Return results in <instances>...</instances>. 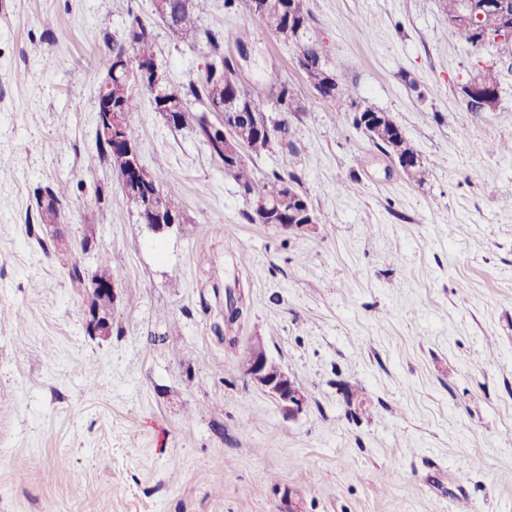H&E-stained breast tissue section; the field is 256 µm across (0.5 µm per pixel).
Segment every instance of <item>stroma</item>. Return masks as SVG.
<instances>
[{
  "mask_svg": "<svg viewBox=\"0 0 512 512\" xmlns=\"http://www.w3.org/2000/svg\"><path fill=\"white\" fill-rule=\"evenodd\" d=\"M0 9V512H512V60L448 35L439 0H310L344 93L389 113L425 167L410 183L326 101L296 51L224 0L241 79L278 71L305 110L257 177H299L315 231L253 224L235 181L139 92L143 165L185 224L157 234L88 168L110 47L151 0H5ZM376 23L367 28L363 19ZM249 25L247 48L235 42ZM184 84L210 60L157 24ZM499 73L501 109L460 88ZM88 271H117L116 325L88 335L85 289L26 231L35 187ZM90 251H80L84 240ZM246 307L224 338V285ZM307 395L286 417L240 370L253 337ZM50 199L49 203L42 204L40 195H45ZM68 188L66 183L60 182L57 190L50 184L38 186L35 188L34 196L36 199L37 213L41 224H35L37 228L41 225L56 224L58 219L59 206L63 199L67 197Z\"/></svg>",
  "mask_w": 512,
  "mask_h": 512,
  "instance_id": "35a3bbf8",
  "label": "stroma"
}]
</instances>
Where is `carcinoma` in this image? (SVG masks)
I'll return each mask as SVG.
<instances>
[{
  "mask_svg": "<svg viewBox=\"0 0 512 512\" xmlns=\"http://www.w3.org/2000/svg\"><path fill=\"white\" fill-rule=\"evenodd\" d=\"M208 0H175L173 4V22L169 29L182 40H197L205 35L206 43L212 57H219L224 65V72H216L213 65H208L204 72L186 84H166L163 88L164 97L175 102L177 110L172 113L170 124L176 129L192 128L197 136L207 145L211 156L225 161L226 153L234 152L243 147L246 150L245 160L227 171L238 184L247 199L250 212L247 219L255 221L257 209L268 207L272 209V221L275 224H294L296 219L291 215L292 204L284 203L288 196L306 197L301 190L295 175L287 176L273 173L271 176L256 180L249 169L248 161L270 152L277 145L290 144L291 127L288 113L303 112L305 107L298 101L292 85L281 79L275 73L265 77V85L269 88L273 101L272 111L279 117L272 122V128L259 132L251 124L232 122L226 119V124L215 125L206 117V113L214 108L222 107L226 112H264L266 108L260 102L258 94L244 83L234 78L235 68L231 61L224 56V38L212 31L199 33L194 22V11L204 6ZM309 0H224V5L241 11L246 20H258L283 43L302 49L301 43L310 42L308 49L313 59L326 57L321 44L313 40L310 30L315 19L308 8ZM128 45H115L111 48L110 60L116 69L112 70V87L117 89L125 84V67L119 66L122 59L156 60L154 52L155 33L151 23L134 19L127 31ZM307 80L314 90L318 91L324 84L336 78L328 63L314 66L306 74ZM469 82L482 85L489 90L499 88L498 72L492 67H486L473 75ZM198 102L204 110L199 111L192 106ZM112 111L122 113V123L125 137L131 143L136 141V128L133 114L138 111L136 96L131 94L112 96ZM95 143L100 163L112 165L113 151L111 143L95 131ZM156 188L154 176L147 170L142 172L134 187V192H124L122 200L125 204L139 208L138 200L145 199ZM67 184L59 183L35 188L37 213L40 223L52 225L57 222L59 206L67 197ZM224 329L236 323L243 314V294L236 288L227 285L224 289Z\"/></svg>",
  "mask_w": 512,
  "mask_h": 512,
  "instance_id": "1",
  "label": "carcinoma"
}]
</instances>
